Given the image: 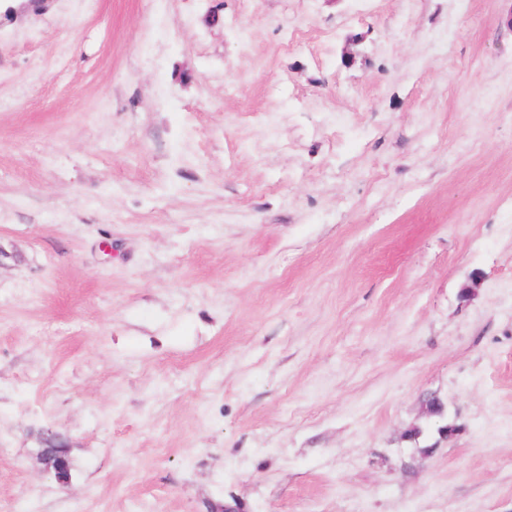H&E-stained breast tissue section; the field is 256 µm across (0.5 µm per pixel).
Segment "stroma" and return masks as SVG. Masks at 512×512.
Returning a JSON list of instances; mask_svg holds the SVG:
<instances>
[{"label":"stroma","instance_id":"1","mask_svg":"<svg viewBox=\"0 0 512 512\" xmlns=\"http://www.w3.org/2000/svg\"><path fill=\"white\" fill-rule=\"evenodd\" d=\"M228 506L512 512V0L0 19V512ZM42 447L39 454V461L42 465V470L47 474L53 476L55 480L66 486L70 482V478L65 475L66 467L64 465L66 448L65 445L59 442L56 436H42Z\"/></svg>","mask_w":512,"mask_h":512}]
</instances>
